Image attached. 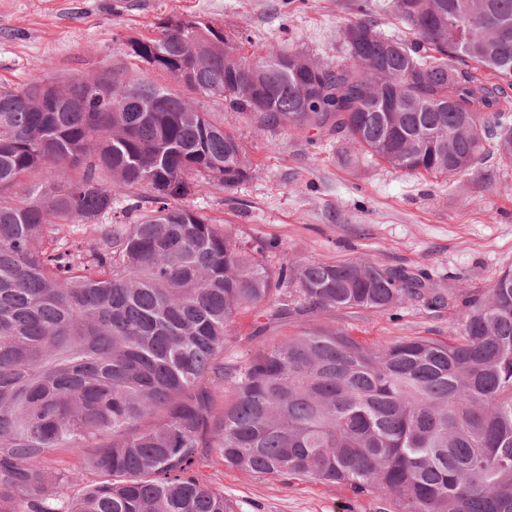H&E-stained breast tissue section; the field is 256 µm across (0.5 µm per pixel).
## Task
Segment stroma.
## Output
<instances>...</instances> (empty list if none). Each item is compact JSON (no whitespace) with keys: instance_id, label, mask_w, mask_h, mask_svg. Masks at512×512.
<instances>
[{"instance_id":"obj_1","label":"stroma","mask_w":512,"mask_h":512,"mask_svg":"<svg viewBox=\"0 0 512 512\" xmlns=\"http://www.w3.org/2000/svg\"><path fill=\"white\" fill-rule=\"evenodd\" d=\"M359 0H0V87L52 78L91 77L129 67V38L155 32L167 18L198 16L254 47L297 50L323 64L345 61L343 32L358 19ZM241 141L255 172L227 188L198 180L183 206L235 227L246 244L268 247L267 262L362 260L423 273L450 295L448 306L403 303L391 312L325 310L271 318L267 307L241 312L236 342L224 355L248 353L314 329H342L386 344L414 336L448 337L457 330L459 295H484L512 269V161H480L468 174H410L356 156L335 136L313 129L259 126L254 116L202 97ZM265 332L250 335L256 325ZM92 449L47 453L48 471L65 472L57 493L77 497L100 481ZM205 483L222 488L234 512H380L379 502L343 487L248 476L210 457Z\"/></svg>"}]
</instances>
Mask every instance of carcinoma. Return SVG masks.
Here are the masks:
<instances>
[{
	"label": "carcinoma",
	"instance_id": "obj_1",
	"mask_svg": "<svg viewBox=\"0 0 512 512\" xmlns=\"http://www.w3.org/2000/svg\"><path fill=\"white\" fill-rule=\"evenodd\" d=\"M483 2L502 28L457 45L448 20H465L469 0H391L412 37L363 17L344 30L352 63L315 71L298 52L242 56L226 34L196 52L168 18L129 56L170 77L193 70L180 93L138 71L0 88V512H233L199 478L213 454L387 512H512L511 269L464 301L448 339L376 346L318 329L226 364L237 315L267 303L277 318L450 300L401 267L273 271L235 228L176 204L194 176L233 187L252 173L196 96L264 127L327 130L409 173L512 160V0ZM354 29L373 36L354 43ZM248 80L257 95L239 89ZM48 166L62 184L35 181ZM52 448L96 449L105 479L57 496ZM18 491L24 504L7 507Z\"/></svg>",
	"mask_w": 512,
	"mask_h": 512
}]
</instances>
